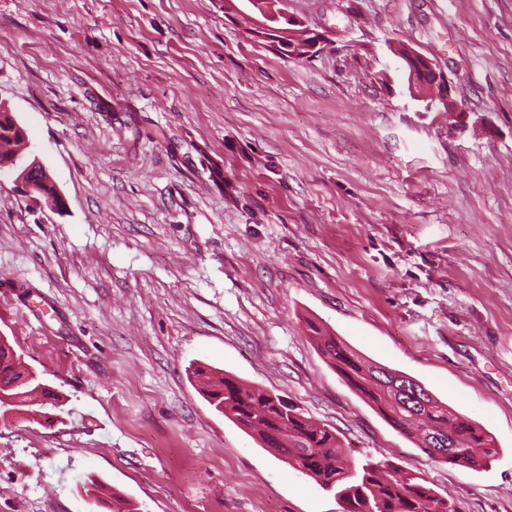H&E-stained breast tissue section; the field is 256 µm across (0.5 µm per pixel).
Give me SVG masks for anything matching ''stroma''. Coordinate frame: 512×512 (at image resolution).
I'll use <instances>...</instances> for the list:
<instances>
[{
    "label": "stroma",
    "mask_w": 512,
    "mask_h": 512,
    "mask_svg": "<svg viewBox=\"0 0 512 512\" xmlns=\"http://www.w3.org/2000/svg\"><path fill=\"white\" fill-rule=\"evenodd\" d=\"M285 2L323 51L279 54L247 0H0V105L66 200L0 176V336L64 403L0 417V512H107L91 478L139 512H342L217 413L194 367L287 396L457 512H512V0ZM399 40L464 111L412 96ZM310 320L497 455L430 458Z\"/></svg>",
    "instance_id": "stroma-1"
}]
</instances>
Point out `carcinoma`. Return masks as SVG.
<instances>
[{
    "label": "carcinoma",
    "mask_w": 512,
    "mask_h": 512,
    "mask_svg": "<svg viewBox=\"0 0 512 512\" xmlns=\"http://www.w3.org/2000/svg\"><path fill=\"white\" fill-rule=\"evenodd\" d=\"M280 38L305 55L310 41L302 27ZM27 135L14 129L12 120L0 119V161L20 158ZM310 339L341 377L359 391L400 434L428 456L452 465L474 468L496 455L494 436L457 414L448 403L410 375L370 361L344 340L307 322ZM193 375L214 409L257 437L259 444L282 457L296 471L335 492L344 512H457L453 502L419 477H407L384 462L354 464L336 433L308 418L284 397L239 382L226 373H208L198 367ZM51 397L40 406H57L59 397L24 367L21 356L0 336V409Z\"/></svg>",
    "instance_id": "carcinoma-1"
}]
</instances>
